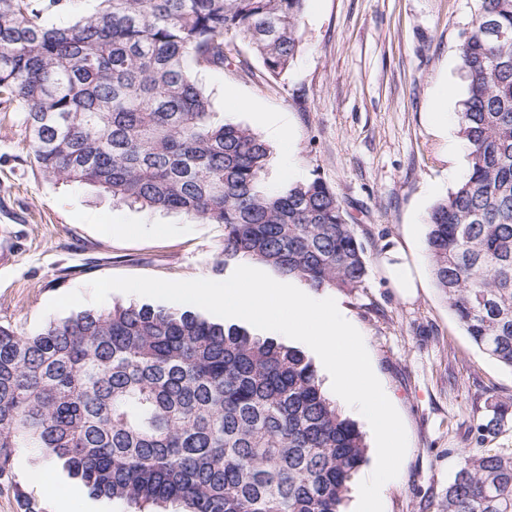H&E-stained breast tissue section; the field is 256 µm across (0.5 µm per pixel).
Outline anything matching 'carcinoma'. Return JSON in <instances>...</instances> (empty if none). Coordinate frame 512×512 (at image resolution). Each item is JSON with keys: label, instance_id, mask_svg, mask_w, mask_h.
I'll use <instances>...</instances> for the list:
<instances>
[{"label": "carcinoma", "instance_id": "obj_1", "mask_svg": "<svg viewBox=\"0 0 512 512\" xmlns=\"http://www.w3.org/2000/svg\"><path fill=\"white\" fill-rule=\"evenodd\" d=\"M0 0V97L25 113L45 178L224 225L222 263L256 260L352 292L364 248L319 178L272 191L271 148L213 121L198 81L241 41L274 78L306 0ZM469 171L428 214L435 287L473 344L512 370V0H480L458 48ZM462 451L440 512H512V452ZM34 448L96 495L142 510L342 512L366 459L355 422L299 348L149 304L87 308L34 333L0 325V480Z\"/></svg>", "mask_w": 512, "mask_h": 512}]
</instances>
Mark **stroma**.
<instances>
[{"label":"stroma","instance_id":"obj_1","mask_svg":"<svg viewBox=\"0 0 512 512\" xmlns=\"http://www.w3.org/2000/svg\"><path fill=\"white\" fill-rule=\"evenodd\" d=\"M478 0H307L301 50L270 78L242 43L223 71L203 74L215 117L263 133L261 112L287 113L303 180L335 190L364 246L367 276L351 293L323 289L361 333L372 369L407 433L384 512H439L460 452L494 405L512 402V371L481 353L436 289L427 254L431 208L466 176L469 158L445 159L429 122L437 83H461L458 45L476 24ZM252 104V111L235 106ZM105 224H127L110 236ZM224 227L182 214L113 203L78 183L46 180L24 115L0 100V325L27 333L79 312L90 281L148 276L223 281ZM419 267L416 296L388 278L386 251ZM24 448L15 487L0 486V512H53L27 473L47 465Z\"/></svg>","mask_w":512,"mask_h":512}]
</instances>
